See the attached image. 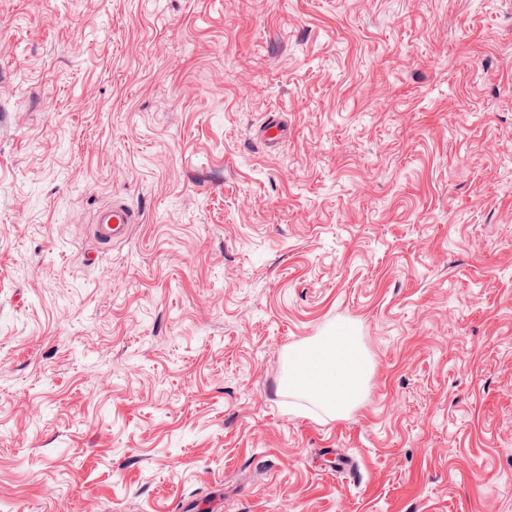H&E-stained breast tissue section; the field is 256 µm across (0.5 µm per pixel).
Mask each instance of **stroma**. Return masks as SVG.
Instances as JSON below:
<instances>
[{
	"mask_svg": "<svg viewBox=\"0 0 512 512\" xmlns=\"http://www.w3.org/2000/svg\"><path fill=\"white\" fill-rule=\"evenodd\" d=\"M0 504L512 512V0H0ZM288 135V125L281 114L268 115L259 130L261 141L269 150H274ZM139 211L124 202L112 203V206L99 211L93 224V234L99 242L111 246L113 242L123 240L128 235L132 224L141 221ZM371 373L370 361L356 336L336 329L288 354V387L302 391L336 418L360 401Z\"/></svg>",
	"mask_w": 512,
	"mask_h": 512,
	"instance_id": "obj_1",
	"label": "stroma"
}]
</instances>
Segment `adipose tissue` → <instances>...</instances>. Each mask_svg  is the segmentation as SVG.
Listing matches in <instances>:
<instances>
[{
  "instance_id": "obj_1",
  "label": "adipose tissue",
  "mask_w": 512,
  "mask_h": 512,
  "mask_svg": "<svg viewBox=\"0 0 512 512\" xmlns=\"http://www.w3.org/2000/svg\"><path fill=\"white\" fill-rule=\"evenodd\" d=\"M370 373L357 337L339 331L290 351L285 380L341 418L360 401Z\"/></svg>"
}]
</instances>
